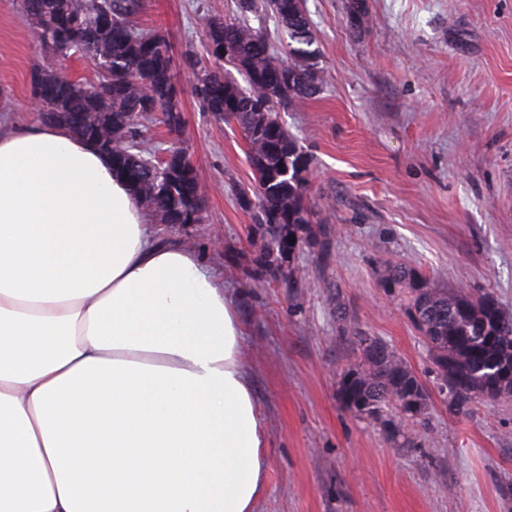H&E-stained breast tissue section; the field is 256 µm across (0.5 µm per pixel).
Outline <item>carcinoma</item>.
I'll return each instance as SVG.
<instances>
[{
    "mask_svg": "<svg viewBox=\"0 0 512 512\" xmlns=\"http://www.w3.org/2000/svg\"><path fill=\"white\" fill-rule=\"evenodd\" d=\"M237 16L204 18L205 55L193 62V93L218 120L237 124L248 144L255 171L254 197L239 198L254 210L265 241L251 262L266 277L290 288L303 275L292 266L296 255L318 242L317 217L306 202L310 161L278 112L320 93L319 48L304 0H236ZM143 0H23V10L48 52L78 56L97 67L95 79L74 80L39 73L33 97L41 120L63 123L99 142L112 139V167L161 224H201L206 200L201 175L186 149L173 143L156 159L144 145V123L155 116L172 134L183 117L177 99L173 49L166 37L137 21ZM272 15L288 38L286 58L279 57L262 28L249 17ZM228 62L244 84L224 75ZM382 282L408 288V311H432L417 326L432 362L448 361L440 392L448 406L465 413L475 400L512 396V382L501 373L512 369V316L491 296L472 298L469 290L450 291L429 277L417 282L414 271L387 264ZM360 358L344 371L340 384L363 405L361 416L387 422L395 397L423 387L386 342L356 337Z\"/></svg>",
    "mask_w": 512,
    "mask_h": 512,
    "instance_id": "obj_1",
    "label": "carcinoma"
}]
</instances>
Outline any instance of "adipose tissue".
Instances as JSON below:
<instances>
[{
    "label": "adipose tissue",
    "mask_w": 512,
    "mask_h": 512,
    "mask_svg": "<svg viewBox=\"0 0 512 512\" xmlns=\"http://www.w3.org/2000/svg\"><path fill=\"white\" fill-rule=\"evenodd\" d=\"M242 346L229 288L95 143L0 128V512H257Z\"/></svg>",
    "instance_id": "ef3b65f1"
}]
</instances>
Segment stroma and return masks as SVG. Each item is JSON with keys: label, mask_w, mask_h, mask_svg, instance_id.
<instances>
[{"label": "stroma", "mask_w": 512, "mask_h": 512, "mask_svg": "<svg viewBox=\"0 0 512 512\" xmlns=\"http://www.w3.org/2000/svg\"><path fill=\"white\" fill-rule=\"evenodd\" d=\"M367 3L356 24L349 0H306L322 90L280 116L311 159L307 202L329 233L297 256L305 277L288 288L250 262L243 133L191 89L203 19L235 15V0H144L140 25L174 47L181 138L206 178L204 223L159 230L233 290L269 445L260 512H512V397L450 414L404 289L381 281L402 263L512 315V0ZM42 69L94 78L85 59L41 53L22 0H0L1 121L38 119ZM357 335L385 341L431 392L412 446L338 399Z\"/></svg>", "instance_id": "35a3bbf8"}]
</instances>
